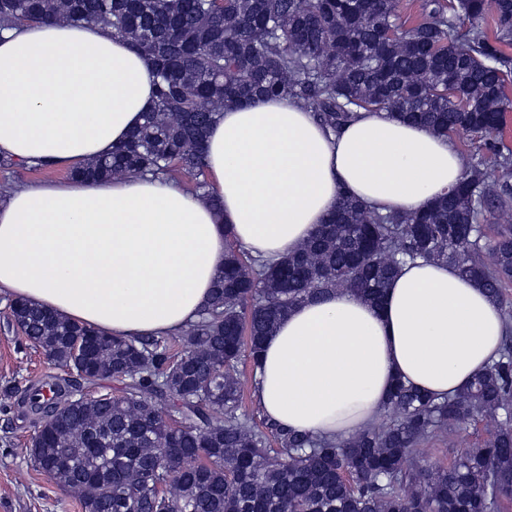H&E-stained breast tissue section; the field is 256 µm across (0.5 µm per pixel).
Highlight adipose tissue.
<instances>
[{
	"label": "adipose tissue",
	"instance_id": "obj_1",
	"mask_svg": "<svg viewBox=\"0 0 512 512\" xmlns=\"http://www.w3.org/2000/svg\"><path fill=\"white\" fill-rule=\"evenodd\" d=\"M143 56L102 25L36 23L0 36V153L75 167L123 143L153 106ZM203 198L149 175L41 180L0 201V292L127 338L195 322L224 271V231L255 256L295 251L339 194L414 213L463 177L452 143L384 111L326 135L290 98L221 113ZM505 320L448 264L406 263L380 303L347 290L294 308L267 338L256 398L280 427L345 440L395 384L444 399L495 361Z\"/></svg>",
	"mask_w": 512,
	"mask_h": 512
}]
</instances>
